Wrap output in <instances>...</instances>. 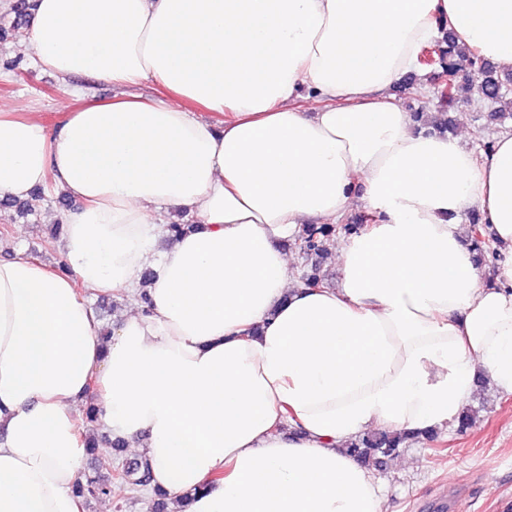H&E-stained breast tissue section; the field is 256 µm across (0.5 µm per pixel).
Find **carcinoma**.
<instances>
[{
    "instance_id": "obj_1",
    "label": "carcinoma",
    "mask_w": 512,
    "mask_h": 512,
    "mask_svg": "<svg viewBox=\"0 0 512 512\" xmlns=\"http://www.w3.org/2000/svg\"><path fill=\"white\" fill-rule=\"evenodd\" d=\"M441 85L440 95L452 105L457 100L460 84L474 79L479 81V90L487 99L497 101L501 98L503 82L499 79L485 60L477 52L465 51L453 41H448V65L440 66ZM475 248L486 257L497 258L494 241L489 236L485 226L474 224L471 228ZM336 236L334 224H307L295 242L296 249L306 258L324 259L328 255L330 242ZM325 278L320 273L319 264L315 263L303 271L301 283L307 287L324 286ZM97 425V410L89 405L81 422L77 423V432L89 451H94L90 443V433ZM406 443V438L386 432H370L354 440L348 446V451L358 459L381 466L386 460L396 455ZM121 482L134 490L145 488L150 483L149 464L141 458H132L120 467L111 471L110 476L83 475L75 484L76 494L84 501L85 506L112 493V482Z\"/></svg>"
}]
</instances>
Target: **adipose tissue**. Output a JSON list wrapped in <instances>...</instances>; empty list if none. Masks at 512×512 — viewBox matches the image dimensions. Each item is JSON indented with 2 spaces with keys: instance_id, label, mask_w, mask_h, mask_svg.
Here are the masks:
<instances>
[{
  "instance_id": "adipose-tissue-1",
  "label": "adipose tissue",
  "mask_w": 512,
  "mask_h": 512,
  "mask_svg": "<svg viewBox=\"0 0 512 512\" xmlns=\"http://www.w3.org/2000/svg\"><path fill=\"white\" fill-rule=\"evenodd\" d=\"M440 19L512 72V0H34L38 65L162 95L53 130L0 108V197L77 203L69 270L0 259V512H84L91 393L186 512H382L350 442L443 428L481 377L512 394V132L479 163L389 94ZM354 209L339 288L302 287L291 243ZM173 210L194 226L156 250ZM81 286L127 293L109 339ZM475 216L477 217L475 209L466 211L462 219V224L464 227L469 229V225L472 224V219ZM471 232L476 251H479V253L483 256L484 261L485 257L488 255L497 260V250L494 247V241L489 236L486 227L477 223L472 224Z\"/></svg>"
}]
</instances>
